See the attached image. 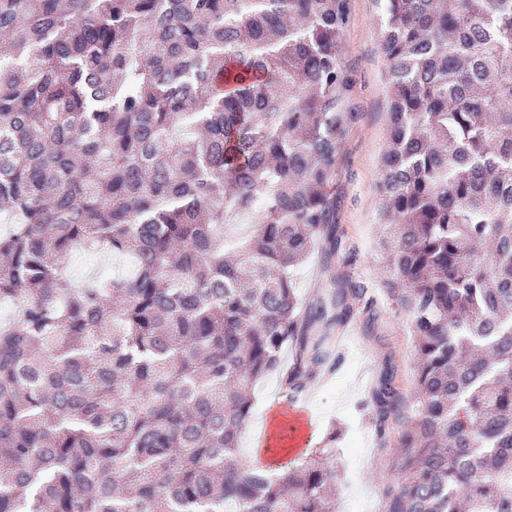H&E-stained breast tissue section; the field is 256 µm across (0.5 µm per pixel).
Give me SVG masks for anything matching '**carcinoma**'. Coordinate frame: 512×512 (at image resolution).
I'll use <instances>...</instances> for the list:
<instances>
[{
  "label": "carcinoma",
  "instance_id": "obj_1",
  "mask_svg": "<svg viewBox=\"0 0 512 512\" xmlns=\"http://www.w3.org/2000/svg\"><path fill=\"white\" fill-rule=\"evenodd\" d=\"M348 0H0V512H336L340 432L242 463L250 391L297 397L364 289L339 248ZM378 246L419 353L385 512H512V0H384ZM248 218L253 234L224 240ZM80 249L136 262L77 286Z\"/></svg>",
  "mask_w": 512,
  "mask_h": 512
}]
</instances>
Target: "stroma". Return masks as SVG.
<instances>
[{"label":"stroma","mask_w":512,"mask_h":512,"mask_svg":"<svg viewBox=\"0 0 512 512\" xmlns=\"http://www.w3.org/2000/svg\"><path fill=\"white\" fill-rule=\"evenodd\" d=\"M383 11V0H350L349 23L339 48L353 83L346 100L351 117L333 174L340 243L336 260L325 264L316 249L292 272L301 306L351 283L363 288L365 301L372 304L370 315L331 328L341 361L333 372L315 371L295 406L309 419L311 442L320 441L332 427L342 430L336 452V512H384V488L394 480L392 460L401 428L390 425L385 439H378L361 403L384 361L393 363L400 392L407 398L413 394L417 367L408 319L383 287V263L376 248L378 183L388 126L389 77L379 35ZM64 264L79 283L133 271L130 259L106 252L77 251L66 256ZM251 399L252 413L239 445L246 463L259 457L262 437L274 435L293 407L276 371L256 383Z\"/></svg>","instance_id":"1"}]
</instances>
